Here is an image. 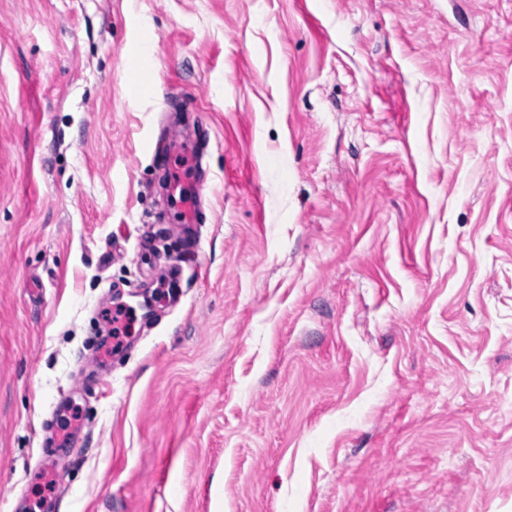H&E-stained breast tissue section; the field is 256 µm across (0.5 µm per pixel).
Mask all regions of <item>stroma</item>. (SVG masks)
<instances>
[{"instance_id": "stroma-1", "label": "stroma", "mask_w": 512, "mask_h": 512, "mask_svg": "<svg viewBox=\"0 0 512 512\" xmlns=\"http://www.w3.org/2000/svg\"><path fill=\"white\" fill-rule=\"evenodd\" d=\"M47 464L61 512H512V0H0V512ZM156 60L155 42L153 39L148 38L142 40L134 50V61L136 71L139 77L145 83H149L147 78L154 69Z\"/></svg>"}]
</instances>
